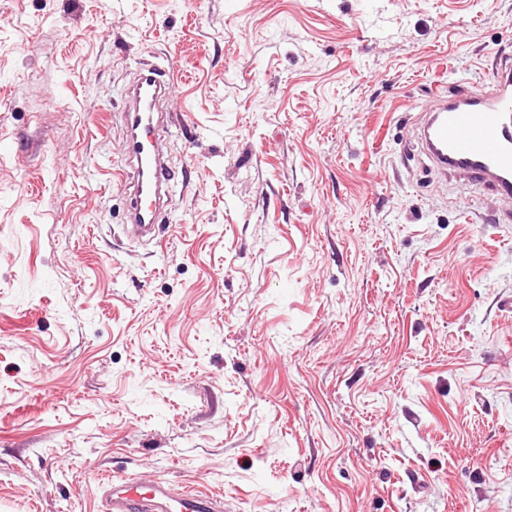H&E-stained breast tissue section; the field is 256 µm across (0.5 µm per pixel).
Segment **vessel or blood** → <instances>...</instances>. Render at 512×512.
Wrapping results in <instances>:
<instances>
[{
	"label": "vessel or blood",
	"mask_w": 512,
	"mask_h": 512,
	"mask_svg": "<svg viewBox=\"0 0 512 512\" xmlns=\"http://www.w3.org/2000/svg\"><path fill=\"white\" fill-rule=\"evenodd\" d=\"M175 76L149 64L126 90L128 163L111 171L130 190L127 221L133 234L152 238L168 205L171 173L161 147L165 105ZM422 139L433 161L445 171L464 172L499 194L512 193V77L463 96L436 101ZM103 512H222L220 501L194 492L172 493L163 482L149 487L117 478L99 483Z\"/></svg>",
	"instance_id": "b4317fda"
}]
</instances>
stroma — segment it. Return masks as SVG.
<instances>
[{
  "mask_svg": "<svg viewBox=\"0 0 512 512\" xmlns=\"http://www.w3.org/2000/svg\"><path fill=\"white\" fill-rule=\"evenodd\" d=\"M152 63L144 242L104 171ZM507 63L512 0H0V512H512V204L418 137ZM176 78L158 65L141 68L126 90V150L124 168L108 172L130 190L127 221L133 234L150 239L168 205L171 173L161 147L165 105L174 93ZM102 512H222L221 502L194 492L172 493L163 482L150 487L117 478L98 484Z\"/></svg>",
  "mask_w": 512,
  "mask_h": 512,
  "instance_id": "1",
  "label": "stroma"
}]
</instances>
